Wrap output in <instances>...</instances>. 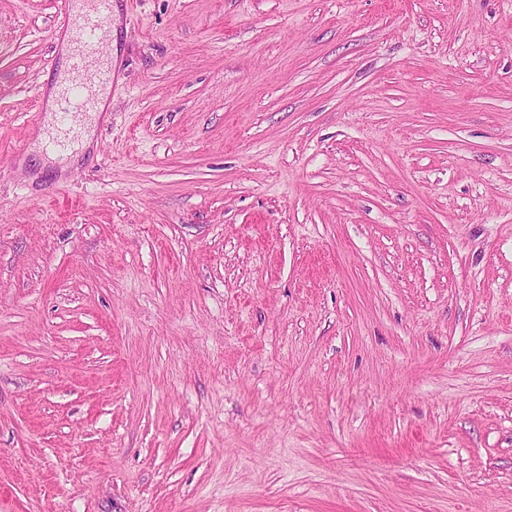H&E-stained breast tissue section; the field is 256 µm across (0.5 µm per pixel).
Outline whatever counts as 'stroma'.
Segmentation results:
<instances>
[{
    "mask_svg": "<svg viewBox=\"0 0 512 512\" xmlns=\"http://www.w3.org/2000/svg\"><path fill=\"white\" fill-rule=\"evenodd\" d=\"M0 0V512H512V0ZM89 2L92 4L91 9L81 16V21L75 23L71 31L74 45L72 57L74 69L81 68L85 59L98 52L111 15L112 0H90Z\"/></svg>",
    "mask_w": 512,
    "mask_h": 512,
    "instance_id": "obj_1",
    "label": "stroma"
}]
</instances>
